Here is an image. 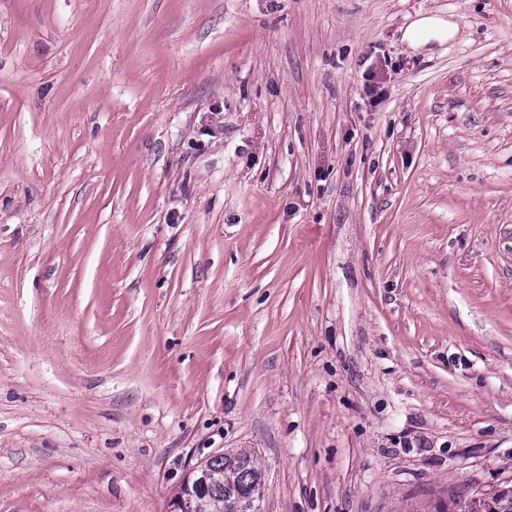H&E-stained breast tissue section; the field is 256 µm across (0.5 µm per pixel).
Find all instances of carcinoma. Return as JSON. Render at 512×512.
I'll list each match as a JSON object with an SVG mask.
<instances>
[{"mask_svg":"<svg viewBox=\"0 0 512 512\" xmlns=\"http://www.w3.org/2000/svg\"><path fill=\"white\" fill-rule=\"evenodd\" d=\"M207 464L214 473L215 482L211 486L201 512H231L248 499L252 488L258 483L261 472L256 468L251 454L238 452V457L212 456ZM482 499H472L463 504L454 497L438 500L434 512H479Z\"/></svg>","mask_w":512,"mask_h":512,"instance_id":"cac0c4a2","label":"carcinoma"}]
</instances>
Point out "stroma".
<instances>
[{
  "label": "stroma",
  "mask_w": 512,
  "mask_h": 512,
  "mask_svg": "<svg viewBox=\"0 0 512 512\" xmlns=\"http://www.w3.org/2000/svg\"><path fill=\"white\" fill-rule=\"evenodd\" d=\"M240 450L261 512L512 486V0H0V512Z\"/></svg>",
  "instance_id": "obj_1"
}]
</instances>
